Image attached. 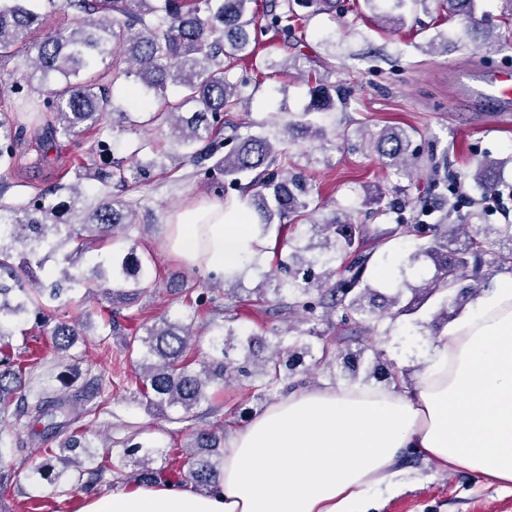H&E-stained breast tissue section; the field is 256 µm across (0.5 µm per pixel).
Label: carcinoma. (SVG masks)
I'll return each mask as SVG.
<instances>
[{"mask_svg":"<svg viewBox=\"0 0 512 512\" xmlns=\"http://www.w3.org/2000/svg\"><path fill=\"white\" fill-rule=\"evenodd\" d=\"M33 0H0V57L25 53V67L39 73L40 86L32 84L34 76L18 88L37 90L42 95L38 112L40 146L48 153L58 138L78 140L101 124L114 111L111 88L119 80L133 79L142 109L138 119L130 122L134 129L166 127L175 153L173 162H188L208 191L224 197V182L238 184L252 173L250 186L255 188L247 206L258 216L261 236L277 226L273 252L281 254L287 245L284 232L296 233L299 222L320 208L305 177L290 171L282 161L284 152L264 133L239 139L224 152V115L249 100L245 88L250 78L236 82L229 79V61L255 55L251 30L271 33L288 41L298 9H310L311 18L336 7L335 0H281L257 19L250 11L253 0H63L61 9L68 22L57 29L47 28L46 17L32 5ZM480 0H435L448 15L460 16L468 29L490 40L496 50L512 46V33L495 37L493 28L478 15ZM98 60L104 69L93 80L82 74ZM313 83L311 105L301 114L302 125L314 137L325 139L324 130L308 120L339 102L346 101V90L316 73L308 76ZM182 88L177 100L167 96L168 85ZM25 126L6 113L0 114V167L11 170L20 160L19 148ZM374 146L385 163L402 171L420 159L412 149L410 134L403 129L381 131ZM155 163L139 160H112V171L101 174L96 168L82 166L75 172L76 181L67 185L73 200L84 193L92 180L106 186L115 181L147 178ZM500 162L488 157L478 161L472 172L474 185L482 192L494 190ZM7 184H0V222L9 225L0 236V437L22 419L28 420L39 438L61 440L64 448L80 453L54 457V483L72 491L95 485H112V477L122 469L112 467V443L101 461L90 452L93 442L87 432L75 427L70 406L90 398L89 390L74 387L68 381L64 396H30L22 378L25 364L21 348L12 344L13 326L33 319L35 324L53 323L50 333L52 350L67 355L72 374L79 372L75 361L80 355L70 353L84 336L87 323L74 324L55 316L50 303L76 287L84 288L80 302L94 294L117 313L134 304L157 287L151 264L142 260L131 247L112 260V278L94 269L80 271L82 255L114 238L132 223L131 209L116 198H108L79 224H56L53 208L40 190L23 203L3 201ZM312 229L323 235L321 253L307 259L293 249L276 268L265 274L276 282L274 299L268 289L255 290L256 302L267 308L274 318L295 317L306 326L289 338L275 326L267 328L275 338L272 346L265 336L231 326L235 308L224 309V319H210V337L204 351L195 338L192 323L199 311L214 302L209 296L220 278L209 275V282L185 278L177 290L184 295L190 313L162 316L151 325L143 324V334L133 332L124 338L126 349L139 353L136 360L139 395L147 405L172 423H181L195 413L211 412L216 393L232 380H250L251 397L257 401L282 381L289 371L310 357L316 368L333 369L336 359L345 354L362 357L373 350L372 366L380 362L382 352L372 349V336L390 333L395 322L417 313L432 297L442 302L440 315L448 318V305L461 303L453 290L470 277L475 286L470 294L478 295L486 283L478 279L481 268L489 263L512 268V224H486L475 232L469 224H398L390 231L374 235V248L364 247L369 234L365 224H352L335 216ZM500 248L485 249L490 235ZM425 240L417 246L411 260L425 258L435 266V274L417 286L395 287L383 294L368 281L367 275L375 249L391 238ZM72 241L74 249L58 260V279L45 287L37 270L57 254L59 243ZM490 259H485V255ZM321 272H315V268ZM339 321H334V318ZM326 324L330 330H321ZM223 437L208 428H196L191 441L182 448H157L136 445L141 453V469L134 474L140 482L162 483L171 479L189 481L214 491L220 488L224 470Z\"/></svg>","mask_w":512,"mask_h":512,"instance_id":"1","label":"carcinoma"}]
</instances>
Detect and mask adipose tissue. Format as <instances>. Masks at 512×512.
Wrapping results in <instances>:
<instances>
[{
  "instance_id": "obj_1",
  "label": "adipose tissue",
  "mask_w": 512,
  "mask_h": 512,
  "mask_svg": "<svg viewBox=\"0 0 512 512\" xmlns=\"http://www.w3.org/2000/svg\"><path fill=\"white\" fill-rule=\"evenodd\" d=\"M167 244L229 277L264 247L241 203L175 214ZM512 490V276L457 316L422 355L412 387L318 386L283 395L224 444L216 493L136 483L78 512H367L396 491L407 449Z\"/></svg>"
}]
</instances>
